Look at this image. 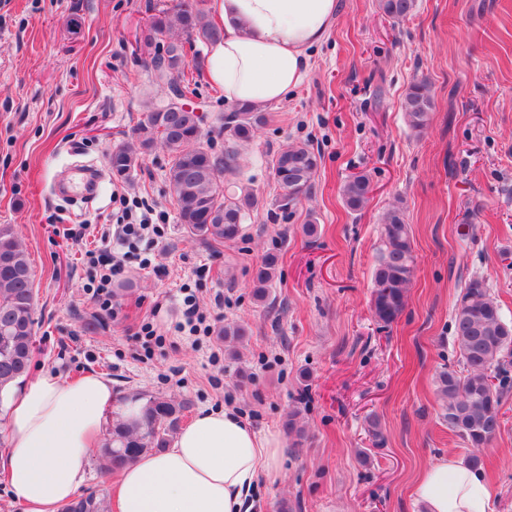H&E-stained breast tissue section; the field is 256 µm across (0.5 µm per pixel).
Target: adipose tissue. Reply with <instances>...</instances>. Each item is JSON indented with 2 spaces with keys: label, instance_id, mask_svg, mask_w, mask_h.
<instances>
[{
  "label": "adipose tissue",
  "instance_id": "obj_1",
  "mask_svg": "<svg viewBox=\"0 0 512 512\" xmlns=\"http://www.w3.org/2000/svg\"><path fill=\"white\" fill-rule=\"evenodd\" d=\"M223 40L205 76L229 103L282 102L306 78L310 52L336 19L337 0H215ZM112 382L89 373L70 380L43 372L0 385L8 447L0 454L24 512H61L88 476L89 461L112 407ZM280 441L235 410H202L169 448L144 452L118 474L116 512H248L258 476H279ZM422 512H492L481 469L445 458L419 475Z\"/></svg>",
  "mask_w": 512,
  "mask_h": 512
}]
</instances>
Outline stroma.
Wrapping results in <instances>:
<instances>
[{"label": "stroma", "instance_id": "1", "mask_svg": "<svg viewBox=\"0 0 512 512\" xmlns=\"http://www.w3.org/2000/svg\"><path fill=\"white\" fill-rule=\"evenodd\" d=\"M175 3L0 0V225L12 226L33 269L31 371L101 373L114 398L188 401L187 423L226 405L276 433L282 478L259 480L252 512H420L421 470L476 453L440 420L436 394L438 372L457 365L452 316L465 283L482 278L512 321V0H416L399 23L377 0H338L306 79L269 106L247 147L251 186L269 198L272 155L310 144L321 154L311 190L288 219L254 212L233 243L180 226L161 149L125 179L107 161L161 95L141 41L150 17ZM420 79L434 107L417 132L401 102ZM360 173L372 191L353 212L340 187ZM124 199L164 223L151 268L134 260L113 279L112 316L87 292L95 271L83 241L60 229L112 223ZM398 201L416 271L385 327L371 312L373 270L382 217ZM269 252L277 278L260 301L253 277ZM188 293L209 321L196 336L170 329ZM148 321L165 341L147 353L132 335ZM234 322L247 336H220ZM294 411L305 429L297 447L285 428ZM502 413L501 435L476 454L494 512H512V394Z\"/></svg>", "mask_w": 512, "mask_h": 512}]
</instances>
